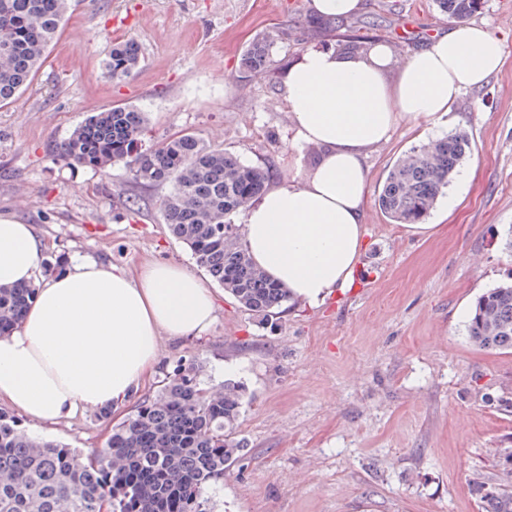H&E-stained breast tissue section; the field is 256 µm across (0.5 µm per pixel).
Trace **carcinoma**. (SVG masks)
<instances>
[{"mask_svg":"<svg viewBox=\"0 0 512 512\" xmlns=\"http://www.w3.org/2000/svg\"><path fill=\"white\" fill-rule=\"evenodd\" d=\"M435 2L455 21L484 4ZM68 8L69 0H0V107L31 83ZM269 49L270 41L261 38L243 52V77L267 74ZM140 60V44L130 37L112 47L104 70L126 77ZM147 125L146 113L132 106L96 112L57 145L56 157L99 170L122 164L141 182L167 188L160 210L170 233L244 309L262 320L273 316L289 300L287 290L252 263L224 223L262 193L266 172L193 135L133 156ZM469 148L463 129L410 148L388 171L380 210L396 224L421 223ZM33 296L30 286H0V335L20 323ZM467 333L483 350H512V284L477 299ZM244 398L243 386L230 380L205 387L194 375L167 377L86 460L71 448L29 437L0 412V512H211L203 490L245 455L244 442L234 437ZM474 492L481 512H512V489L476 481Z\"/></svg>","mask_w":512,"mask_h":512,"instance_id":"carcinoma-1","label":"carcinoma"}]
</instances>
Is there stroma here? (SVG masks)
<instances>
[{"label":"stroma","mask_w":512,"mask_h":512,"mask_svg":"<svg viewBox=\"0 0 512 512\" xmlns=\"http://www.w3.org/2000/svg\"><path fill=\"white\" fill-rule=\"evenodd\" d=\"M310 0H72L31 85L0 107V216L34 225L46 260L113 264L168 260L203 275L169 232L164 187L57 160L54 149L93 112L115 105L148 116L151 148L191 134L268 171L301 181L319 157L291 145L280 72L309 46L335 43ZM397 60L450 21L435 0H367L362 20ZM505 48L503 68L465 90L437 122H401L369 151L364 247L351 283L323 302L287 301L272 320L220 284L218 310L198 338H163L154 374L132 395L153 396L176 367L205 385L246 394L236 436L248 453L205 489L212 512H480L477 480L499 481L512 449V351L468 337L476 299L512 281V0H484L474 17ZM270 35L271 76L241 77L242 51ZM135 38L139 66L103 67L115 41ZM466 129L471 148L426 219L392 223L377 197L412 146ZM128 409L88 407L28 435L82 455L105 447Z\"/></svg>","instance_id":"obj_1"}]
</instances>
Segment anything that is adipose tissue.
Segmentation results:
<instances>
[{
	"instance_id": "obj_1",
	"label": "adipose tissue",
	"mask_w": 512,
	"mask_h": 512,
	"mask_svg": "<svg viewBox=\"0 0 512 512\" xmlns=\"http://www.w3.org/2000/svg\"><path fill=\"white\" fill-rule=\"evenodd\" d=\"M504 45L484 25L452 23L396 62L389 44L359 53L305 49L282 76L296 148L320 157L300 182L277 183L244 210L243 243L293 300L314 304L347 286L363 246L367 152L400 121H436L461 92L497 73ZM32 225L0 217V286L35 295L0 336V403L32 425H55L88 406L118 408L156 365L162 337H194L215 319L213 291L182 264L132 269L71 258L43 278Z\"/></svg>"
}]
</instances>
